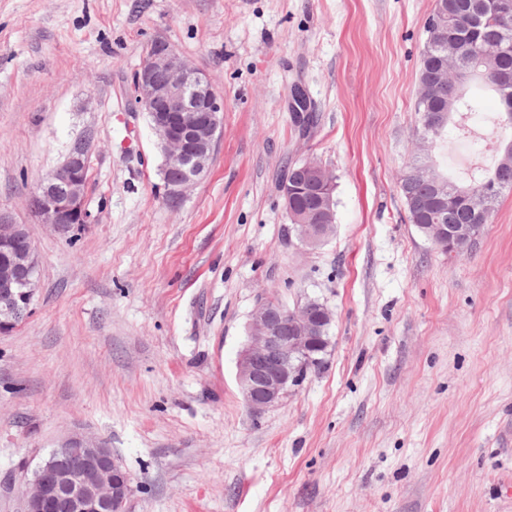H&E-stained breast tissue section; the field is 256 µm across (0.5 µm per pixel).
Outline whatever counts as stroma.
Here are the masks:
<instances>
[{
    "mask_svg": "<svg viewBox=\"0 0 512 512\" xmlns=\"http://www.w3.org/2000/svg\"><path fill=\"white\" fill-rule=\"evenodd\" d=\"M434 0H0V211L39 257L0 334V512L80 434L130 512H512V192L472 252L436 249L398 181ZM161 39L224 102L208 172L168 201L133 75ZM302 87L313 123L292 107ZM88 223L26 207L75 146ZM336 179L298 239L293 165ZM334 314L320 369L256 415L237 358L259 300ZM303 163L294 165L288 173V183L297 175L295 169L301 167ZM288 183L285 182L282 186L281 192L284 199L285 207L291 210V192L288 191ZM294 209L296 211H305L310 217L311 224H306L305 215L302 213H293V221L288 212V217L292 225L298 228L299 235L305 243H322L328 237L327 224L336 223V200L333 195V208L329 212H321L319 206L314 202L312 195L308 193H301L294 196L293 199ZM296 223V224H295Z\"/></svg>",
    "mask_w": 512,
    "mask_h": 512,
    "instance_id": "stroma-1",
    "label": "stroma"
}]
</instances>
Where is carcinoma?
Returning a JSON list of instances; mask_svg holds the SVG:
<instances>
[{
  "instance_id": "carcinoma-1",
  "label": "carcinoma",
  "mask_w": 512,
  "mask_h": 512,
  "mask_svg": "<svg viewBox=\"0 0 512 512\" xmlns=\"http://www.w3.org/2000/svg\"><path fill=\"white\" fill-rule=\"evenodd\" d=\"M448 7V19L445 36H435L426 32L425 44L429 45L426 55L420 56L416 74L417 83L437 89L436 106L449 113L448 122L438 125L429 119L423 102L414 104L415 127L417 135L425 136L434 141L436 148L441 150L447 140L448 125L452 124L467 136L470 144L477 147V152L490 149L498 152L501 140L512 138V124H499L501 133L493 140L475 130L466 127L467 115L478 111L479 102L474 96L467 95V89L479 82L492 90L498 97L500 111H505V101L512 99V86L500 88L493 75L502 69L512 70V17L501 18L487 12L484 6L474 7L473 0H443ZM460 45L463 49L456 78L442 81L437 59L449 52L444 39ZM421 163L414 158L399 178V190L404 200L407 217L415 227L422 224H487L490 219L483 218L478 211L465 205H457L445 214L424 212L420 205L432 197L431 186L414 175V169ZM439 174L448 180V192L455 193L460 189H468L475 193L485 192L493 197V205H498L504 192L512 191V166L505 167L495 161L492 167H470L464 176L453 179L448 176L444 167H439ZM294 209L305 211L313 224L336 223V210L320 211L312 195L301 193L294 196Z\"/></svg>"
}]
</instances>
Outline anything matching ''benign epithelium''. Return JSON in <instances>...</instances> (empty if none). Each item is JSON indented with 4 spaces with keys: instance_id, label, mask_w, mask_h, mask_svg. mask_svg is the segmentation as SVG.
Returning a JSON list of instances; mask_svg holds the SVG:
<instances>
[{
    "instance_id": "obj_1",
    "label": "benign epithelium",
    "mask_w": 512,
    "mask_h": 512,
    "mask_svg": "<svg viewBox=\"0 0 512 512\" xmlns=\"http://www.w3.org/2000/svg\"><path fill=\"white\" fill-rule=\"evenodd\" d=\"M135 107L149 115L164 154L163 179L170 198L207 171L222 132L223 101L210 76L191 66L172 46L155 40L146 51L133 82ZM424 165L415 171L432 181L433 204L448 208V189L431 176L433 144L419 143ZM306 180L335 186L319 163L303 165ZM86 164L81 149L40 182L27 206L40 222L66 233L88 222L84 189ZM295 227L306 243L328 237L325 224H308L293 213ZM423 234L439 250L453 249L477 238L475 224H430ZM38 258L27 228L0 213V334L12 330L32 310L37 289ZM333 320L322 303L303 302L292 308L263 298L248 324V342L237 360L240 391L255 414L278 405L306 375L305 361L326 349L324 332ZM131 481L112 450L100 441L72 438L53 449L33 473L24 490L26 512H129Z\"/></svg>"
}]
</instances>
